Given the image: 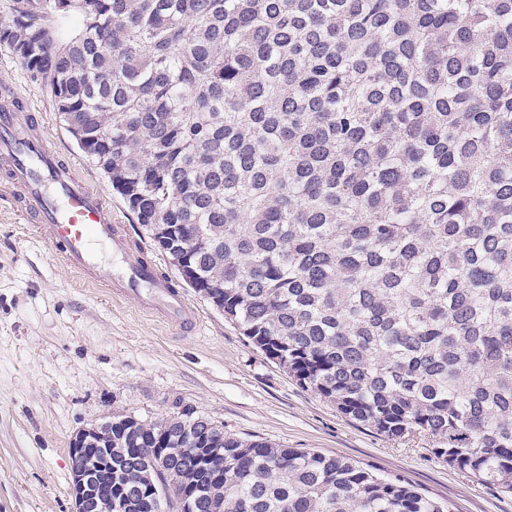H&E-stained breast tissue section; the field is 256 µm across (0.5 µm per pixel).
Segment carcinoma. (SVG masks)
Masks as SVG:
<instances>
[{"mask_svg": "<svg viewBox=\"0 0 512 512\" xmlns=\"http://www.w3.org/2000/svg\"><path fill=\"white\" fill-rule=\"evenodd\" d=\"M0 46L254 347L512 494V0H11ZM100 429L112 512H448L190 406Z\"/></svg>", "mask_w": 512, "mask_h": 512, "instance_id": "obj_1", "label": "carcinoma"}]
</instances>
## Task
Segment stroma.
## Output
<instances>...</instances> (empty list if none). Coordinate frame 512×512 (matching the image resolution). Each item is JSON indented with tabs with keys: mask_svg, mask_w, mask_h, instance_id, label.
Listing matches in <instances>:
<instances>
[{
	"mask_svg": "<svg viewBox=\"0 0 512 512\" xmlns=\"http://www.w3.org/2000/svg\"><path fill=\"white\" fill-rule=\"evenodd\" d=\"M4 87L43 114L49 143L106 194L158 268L175 275L78 149L50 89L0 46ZM182 292L198 312L189 335L80 285L0 202V512H71L69 448L78 431L115 415L152 420L180 404L238 437L343 456L403 479L451 512H512V496L438 461L425 443L390 440L301 388L197 291Z\"/></svg>",
	"mask_w": 512,
	"mask_h": 512,
	"instance_id": "stroma-1",
	"label": "stroma"
}]
</instances>
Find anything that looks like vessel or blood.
Here are the masks:
<instances>
[{
	"instance_id": "b4317fda",
	"label": "vessel or blood",
	"mask_w": 512,
	"mask_h": 512,
	"mask_svg": "<svg viewBox=\"0 0 512 512\" xmlns=\"http://www.w3.org/2000/svg\"><path fill=\"white\" fill-rule=\"evenodd\" d=\"M0 199L12 202L84 284L133 299L181 333L195 329L193 306L132 242L105 194L50 146L42 122L19 95L0 105Z\"/></svg>"
}]
</instances>
